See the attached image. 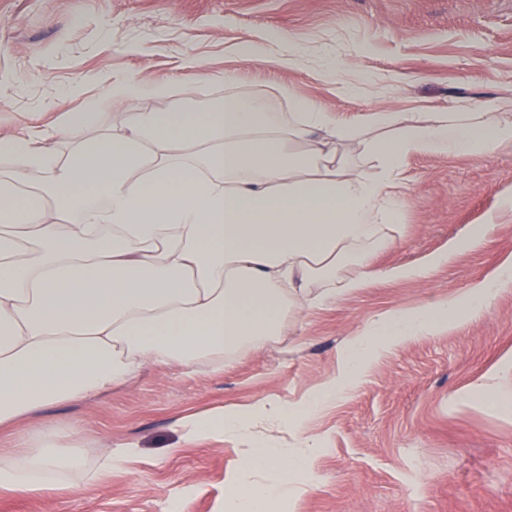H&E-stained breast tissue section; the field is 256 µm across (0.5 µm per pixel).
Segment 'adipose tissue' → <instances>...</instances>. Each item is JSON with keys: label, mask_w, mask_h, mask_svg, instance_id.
<instances>
[{"label": "adipose tissue", "mask_w": 512, "mask_h": 512, "mask_svg": "<svg viewBox=\"0 0 512 512\" xmlns=\"http://www.w3.org/2000/svg\"><path fill=\"white\" fill-rule=\"evenodd\" d=\"M215 80L192 74L174 86L116 76L113 98H166L169 109L128 112L120 129H105L91 97L52 128L0 137V428L93 398L150 364L223 369L225 357L264 348L337 288L427 274L424 266L374 271L362 249L394 240L405 159L512 145V114L495 103L339 120L284 87V112L252 95L205 96ZM73 129L89 139L69 140ZM353 262L361 277H345ZM499 290V281L483 282L462 306L478 315ZM462 306L368 323L345 346L338 378L302 415L353 390L381 348L434 332ZM268 414L289 418L286 405L263 402L250 414L179 421L191 440L250 438L224 512H264L312 481L314 443L291 455L253 434L255 417ZM73 435L41 424L0 450V492L55 495L135 455L124 445L93 460L68 449ZM269 468L280 473L273 483L251 482Z\"/></svg>", "instance_id": "1"}]
</instances>
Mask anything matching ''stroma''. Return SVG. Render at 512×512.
Segmentation results:
<instances>
[{
    "label": "stroma",
    "mask_w": 512,
    "mask_h": 512,
    "mask_svg": "<svg viewBox=\"0 0 512 512\" xmlns=\"http://www.w3.org/2000/svg\"><path fill=\"white\" fill-rule=\"evenodd\" d=\"M272 29L290 33L303 66L238 54ZM335 59L333 78L325 66ZM192 60L236 74L235 91L282 112L280 86L341 120L512 104V0H0V135L77 111L67 90L86 76L92 95L118 75L177 84ZM361 78V94L338 91ZM402 179V229L371 265L426 264V276L340 292L221 371L151 366L126 388L45 410L42 421L76 429L87 456L109 441L135 444L137 456L53 498L1 494L0 512H218L247 440H183L182 417L261 400L298 409L337 376L341 349L368 322L464 301L495 277L502 286L480 316L389 347L304 430L273 421L261 431L280 448L307 438L318 448L311 487L273 512H512V145L481 157L413 154Z\"/></svg>",
    "instance_id": "obj_1"
}]
</instances>
